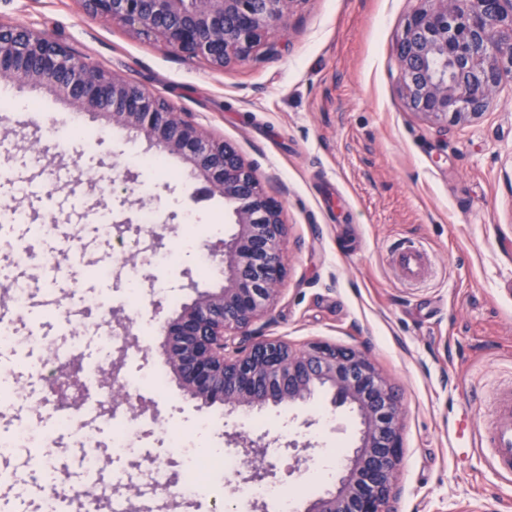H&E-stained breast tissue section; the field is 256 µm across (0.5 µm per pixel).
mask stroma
Returning <instances> with one entry per match:
<instances>
[{
	"mask_svg": "<svg viewBox=\"0 0 512 512\" xmlns=\"http://www.w3.org/2000/svg\"><path fill=\"white\" fill-rule=\"evenodd\" d=\"M416 0H298L289 19L271 29L268 52L213 70L176 54L158 40L119 23L89 17L77 0H0V22L42 32L75 56L117 73L188 113L204 130L233 142L262 185L280 195L286 234L281 248L287 276L272 312L250 334L299 347L311 340L362 348L404 398L403 465L395 512H512V480L499 477L477 446L489 425L488 396L512 380V86L501 87L482 113L446 125L410 112L398 90L392 47ZM0 125L14 137L0 143L9 155V182L0 206L25 212L27 223L0 233V322L13 330L28 356L0 345V369L13 393L0 405V435L17 427L48 431L51 485L31 476L33 450L18 442L0 454V512L22 496L26 512H42L51 489L96 485L114 496L141 484L152 463L182 460L194 449L235 451L259 432L318 443L323 451L351 447L354 415L330 410L324 393L308 404L310 427L288 406L247 414L197 408L185 399L150 348L151 304L130 315L133 346L122 360L125 378L162 373V390L132 402L153 435L124 463L114 462L112 423L75 409L73 431H54L37 362L62 355L81 363L101 356V323L127 291L130 271L117 249L84 212L111 214L109 165L136 171L131 198L154 197L156 224L177 210L184 220L167 231V261L150 269L173 313L196 291L218 287L221 276L203 266L209 243L232 234L224 199H200L183 162L166 157L154 174L137 160L145 140L106 127L102 118L75 117L47 90L19 89L0 79ZM92 135L55 155L44 173L24 154L27 140L55 141L73 127ZM67 237L58 256L68 273L48 277L35 264H17L18 251H45ZM428 255L427 280L405 283L393 265L399 244ZM68 312H60L59 300ZM96 446L82 445L86 428ZM152 512H275L273 502L241 505L239 497L198 504L144 490Z\"/></svg>",
	"mask_w": 512,
	"mask_h": 512,
	"instance_id": "35a3bbf8",
	"label": "stroma"
}]
</instances>
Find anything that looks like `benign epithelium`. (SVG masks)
Returning a JSON list of instances; mask_svg holds the SVG:
<instances>
[{"mask_svg":"<svg viewBox=\"0 0 512 512\" xmlns=\"http://www.w3.org/2000/svg\"><path fill=\"white\" fill-rule=\"evenodd\" d=\"M94 18L118 22L153 36L166 48L222 69L249 59L266 45L270 28L284 23L298 0H77ZM405 20L393 53L406 107L434 122L458 123L477 116L493 93L512 83V0H419ZM0 78L21 89L51 91L78 114H96L110 126L144 139L182 160L201 184L198 193L224 197L233 234L208 248L222 285L196 291L173 315L153 300L155 353L185 396L198 408L224 407L229 414L288 405L303 408L322 390L332 409L346 408L358 436L340 463L334 484L305 501L301 512H394L403 462L404 408L396 387L365 353L354 347L313 341L293 348L261 338L227 351V337L244 335L269 314L286 276L280 249L285 234L282 202L267 193L236 145L203 131L171 103L141 86L76 58L47 35L0 22ZM48 147H31L30 159L53 173ZM134 174L112 164V223L126 230L139 223L129 197L120 195ZM114 332L124 336L128 318L111 313ZM98 383L116 409L130 406L120 362L103 370ZM59 400L81 387L77 367L57 366L49 381ZM247 479L282 482L316 457V445L260 436L241 449ZM292 464L281 470L280 461Z\"/></svg>","mask_w":512,"mask_h":512,"instance_id":"obj_1","label":"benign epithelium"}]
</instances>
